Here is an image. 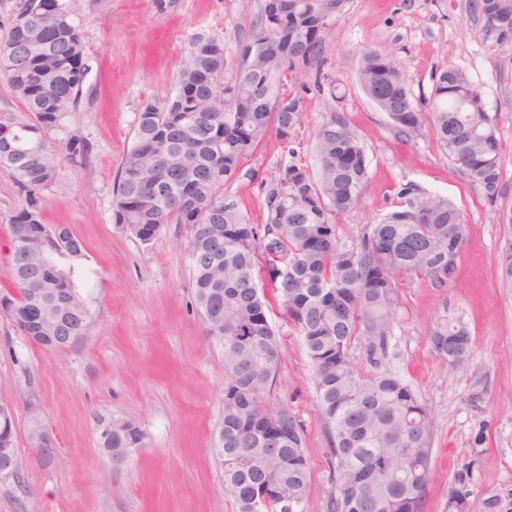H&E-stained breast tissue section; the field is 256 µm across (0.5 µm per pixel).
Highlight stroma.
<instances>
[{"label": "stroma", "mask_w": 512, "mask_h": 512, "mask_svg": "<svg viewBox=\"0 0 512 512\" xmlns=\"http://www.w3.org/2000/svg\"><path fill=\"white\" fill-rule=\"evenodd\" d=\"M266 0H68L86 45L88 74L75 107L47 137L59 179L46 192L43 221L69 228L84 245L75 283L90 313L85 336L63 351L31 343L0 315V401L16 408L14 446L23 465L0 477V512H230L214 445L224 416V348L208 341L194 304L186 225L170 224L142 244L114 224L113 186L145 102L173 93L196 37L224 43L228 64L259 20ZM475 0H343L328 22L320 76H306L300 154L314 163L313 130L323 113L347 115L360 135L370 177L359 206L340 223L347 232L376 221L400 185L446 196L462 210L467 235L454 283L436 288L399 277L400 307L387 355L365 374L387 371L407 382L434 421L431 480L424 512H447L457 472L470 468L474 496L512 489V288L498 259L512 228L455 170L430 129L398 137L358 82L359 54L371 47L403 66L414 96H430L444 65L463 70L479 90L503 145V200L512 202V42L487 30ZM337 87L339 99L328 90ZM79 135L92 147L77 167L63 148ZM288 156L275 140L246 162L248 173L224 192L250 221L267 217L262 180ZM25 204L0 169V287L11 269L9 218ZM270 319L283 336L270 405L301 422L311 471L305 512H328L330 441L317 406L313 370L300 336L280 307ZM447 322L472 338L468 365L449 371L430 338ZM129 420L144 432L121 469L98 444L103 423ZM40 424L57 448L36 455L29 433ZM482 446H475L476 434Z\"/></svg>", "instance_id": "obj_1"}]
</instances>
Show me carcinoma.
Instances as JSON below:
<instances>
[{
    "label": "carcinoma",
    "instance_id": "cac0c4a2",
    "mask_svg": "<svg viewBox=\"0 0 512 512\" xmlns=\"http://www.w3.org/2000/svg\"><path fill=\"white\" fill-rule=\"evenodd\" d=\"M496 40H512V0H481ZM324 0H268L224 78V44L196 37L179 70L176 91L139 113L132 147L114 190V223L135 236L140 227L185 224L189 244L203 255L192 263L196 311L206 335L224 346V491L231 512H305L310 469L296 417L269 405L282 337L269 320L282 308L301 336L313 368L319 412L332 441L336 494L329 512H423L431 479L432 416L402 378L361 372L353 355L366 341L368 360L385 356L399 306L397 278L421 277L438 288L452 283L466 240L461 210L448 198L405 184L388 210L347 240L339 218L356 209L369 179V160L345 114L326 112L314 131L313 171L296 150L306 91L303 74L324 61V32L331 15ZM0 44V77L23 108L0 110V167L10 170L26 205L10 217L13 288L0 290L7 317L35 345L71 347L89 324L73 282L83 244L66 227L43 223L41 201L58 179L55 150L45 134L76 103L88 68L79 26L67 0H23ZM16 47L31 53L17 71L8 58ZM358 81L409 137L431 128L451 164L491 200L501 195L502 143L468 75L443 67L427 104L414 97L401 64L366 48ZM288 153L265 191L267 219L252 224L240 202L224 194L245 160L269 137ZM76 165L88 162L90 144L73 136L65 144ZM504 285L512 288V239L500 255ZM268 281L271 294L260 282ZM70 294V312L47 307L31 315L39 288ZM431 344L448 368L468 364L466 327L446 323ZM144 433L130 421L101 429L105 453L142 447ZM470 469L455 477L448 512H499L512 490L472 498Z\"/></svg>",
    "mask_w": 512,
    "mask_h": 512
}]
</instances>
